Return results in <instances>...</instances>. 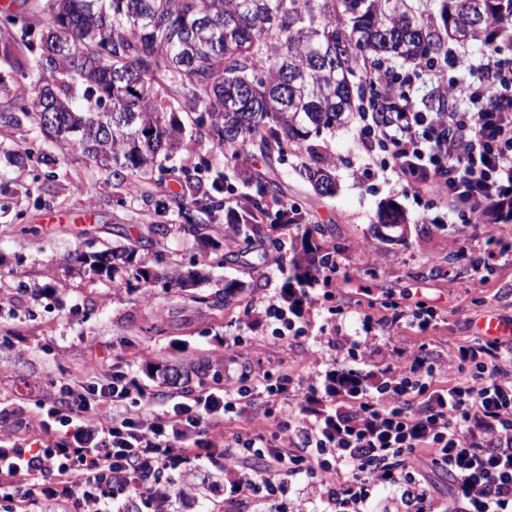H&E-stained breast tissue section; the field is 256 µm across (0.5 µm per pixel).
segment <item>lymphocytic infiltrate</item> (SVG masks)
Segmentation results:
<instances>
[{"mask_svg": "<svg viewBox=\"0 0 512 512\" xmlns=\"http://www.w3.org/2000/svg\"><path fill=\"white\" fill-rule=\"evenodd\" d=\"M422 70H367L370 96L357 137L369 161L394 173L405 193L432 196L467 224L512 187V62L486 49L468 82L437 85L452 102L441 112L417 105ZM373 331L363 321L348 362L325 371L323 392L306 393L280 420L295 452H281L261 429L224 432L259 404L273 416L287 384L261 392L242 381L171 394L154 414L151 393L120 372L106 382L61 384L39 399L47 415L40 435L0 448V492L35 501L62 487L75 512H112L131 495H172L157 483L159 470L175 459H203L230 472L229 496L264 498L269 512H282L281 498L297 479L323 512H370L369 500L388 485L393 512H433L430 491L410 465L422 454L454 483L448 512H512V347L497 337L458 346L457 375L442 383L423 356L376 369L368 352ZM104 405L114 409L106 421L97 417ZM248 458L262 468L248 469ZM339 468L348 480L326 486L322 473Z\"/></svg>", "mask_w": 512, "mask_h": 512, "instance_id": "obj_1", "label": "lymphocytic infiltrate"}]
</instances>
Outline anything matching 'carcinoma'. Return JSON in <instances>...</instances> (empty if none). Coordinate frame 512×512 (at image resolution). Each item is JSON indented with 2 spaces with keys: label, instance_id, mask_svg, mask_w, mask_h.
I'll return each mask as SVG.
<instances>
[{
  "label": "carcinoma",
  "instance_id": "1",
  "mask_svg": "<svg viewBox=\"0 0 512 512\" xmlns=\"http://www.w3.org/2000/svg\"><path fill=\"white\" fill-rule=\"evenodd\" d=\"M512 0H45L33 25L13 19L0 36V63L23 64L34 51L40 76L21 100L0 81V131L38 129L44 141L67 145L117 184L139 188L137 179L164 173L183 141L184 127L162 88L182 89L180 111L200 113L204 136L239 167L249 188L236 202L235 235L244 246L224 253L246 262L256 245L279 252V223H267L269 206L281 202L275 164L290 152L306 153L300 173L320 195L337 192L332 155L311 143L325 129L346 124L362 108L363 87L352 78L387 60H448V42L484 46L512 42L501 26ZM259 156L263 172L245 165ZM182 191L157 203H175L184 222L177 229L202 242L227 220L224 182L192 185L183 168ZM377 223H407L394 203L380 208ZM297 234L288 258L286 302L293 288L336 271L316 236L320 224L297 209L286 225ZM136 246L80 253L81 263L101 272L114 261L131 264ZM136 279L167 290L206 280L203 268L186 272L139 266Z\"/></svg>",
  "mask_w": 512,
  "mask_h": 512
}]
</instances>
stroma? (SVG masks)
Here are the masks:
<instances>
[{"label": "stroma", "instance_id": "1", "mask_svg": "<svg viewBox=\"0 0 512 512\" xmlns=\"http://www.w3.org/2000/svg\"><path fill=\"white\" fill-rule=\"evenodd\" d=\"M180 120L183 146L147 193L160 198L178 190L187 167L205 188L223 176L225 201L234 205L246 191L236 168L201 141L193 117ZM316 142L336 157L335 196L318 195L299 177L301 154L286 155L277 174L284 201L300 204L311 222L326 226L322 243L337 271L330 282L309 287L295 330L282 333L275 320H254L258 310L281 300L286 276L280 265L255 255L244 263H221L223 233L201 245L176 230L173 209L162 218L168 233L152 234L155 217L145 193L113 187L75 149L45 146L27 130L0 133V149L19 144L30 150L23 166L0 165V435L19 443L39 434L45 413L20 396L51 392L56 381L103 379L118 369L157 392L156 370L177 368V388L197 392L241 379L273 385L286 377L292 381L283 404L288 412L302 401L310 377L346 356L345 336L360 318L373 322L377 360L399 350L408 357L421 353L440 378L448 375L454 345L474 339L486 314L512 323V257L486 259L488 250H512V221L479 215L470 224L433 223V210L404 194L393 173L355 177L367 162L355 127L323 131ZM388 202L408 218L409 232L398 242L387 240L376 222ZM49 210L70 219L42 223ZM88 211L94 223H80ZM146 239L153 245L136 259L152 266L181 270L214 258L195 298L143 285L127 265L96 274L78 259L83 252ZM230 282L242 290L226 308L217 297ZM420 301L440 313L427 332L387 329L395 308ZM201 371L206 380L198 379ZM195 469L197 493L124 501L122 512H266L262 500L225 496L221 469L204 461Z\"/></svg>", "mask_w": 512, "mask_h": 512}]
</instances>
